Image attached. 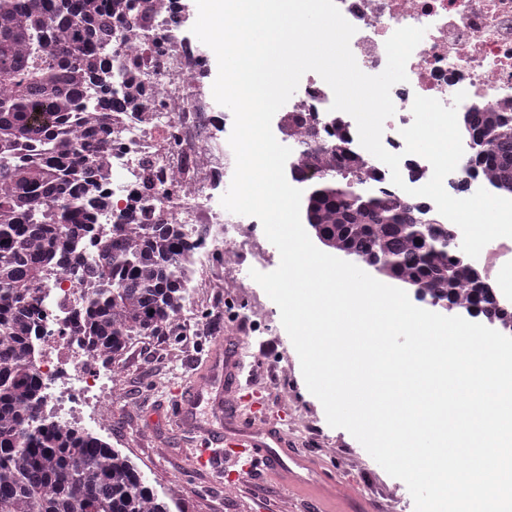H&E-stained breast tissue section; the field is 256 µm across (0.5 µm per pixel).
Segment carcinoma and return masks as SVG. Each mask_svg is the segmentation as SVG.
Wrapping results in <instances>:
<instances>
[{
    "label": "carcinoma",
    "mask_w": 512,
    "mask_h": 512,
    "mask_svg": "<svg viewBox=\"0 0 512 512\" xmlns=\"http://www.w3.org/2000/svg\"><path fill=\"white\" fill-rule=\"evenodd\" d=\"M110 0H0V512H171L130 459L83 429L38 422L40 382L29 358L36 328L33 285L45 268L71 269L97 284L77 321L96 354L114 361L135 336L161 333L184 300L176 257L191 249L167 224L115 225L86 262L88 210L98 206L85 152L102 153L112 94ZM94 88L103 110L79 134L71 114ZM475 166L512 188V113H469ZM350 156L316 154L305 217L321 242L366 256L421 300L454 301L472 273L453 245L415 243L432 233L423 207L372 189L348 195ZM472 303L512 320L490 289L473 283Z\"/></svg>",
    "instance_id": "1"
}]
</instances>
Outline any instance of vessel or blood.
Returning a JSON list of instances; mask_svg holds the SVG:
<instances>
[{
    "label": "vessel or blood",
    "instance_id": "1",
    "mask_svg": "<svg viewBox=\"0 0 512 512\" xmlns=\"http://www.w3.org/2000/svg\"><path fill=\"white\" fill-rule=\"evenodd\" d=\"M242 365L223 348H214L200 365L191 387L173 392L171 408L181 427L197 437L193 450L196 468L207 469L219 461L236 465L238 476H261L285 484H298L303 473H315L317 467L289 448L287 433L265 422L266 409L257 393L237 397L242 384ZM216 408H241L236 426L227 431L206 424L202 403Z\"/></svg>",
    "mask_w": 512,
    "mask_h": 512
}]
</instances>
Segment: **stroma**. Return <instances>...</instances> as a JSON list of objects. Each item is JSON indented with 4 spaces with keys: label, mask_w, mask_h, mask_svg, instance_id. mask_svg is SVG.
Listing matches in <instances>:
<instances>
[{
    "label": "stroma",
    "mask_w": 512,
    "mask_h": 512,
    "mask_svg": "<svg viewBox=\"0 0 512 512\" xmlns=\"http://www.w3.org/2000/svg\"><path fill=\"white\" fill-rule=\"evenodd\" d=\"M185 306L203 339L232 335L247 371L260 374L257 387L271 410L284 418L295 452L334 476L345 492L340 512H415L405 483L391 477L346 430L330 427L321 402L304 382L299 357L281 323L278 306L259 285L231 290L196 280ZM277 346H268V339ZM174 336L132 339L112 365V425L101 438L129 456L156 491L173 497L172 512H320L311 495L289 491L275 481L251 480L248 492H229L220 470L196 469L192 439L170 418L168 389L188 384L203 354L174 351ZM169 348L167 358L152 352Z\"/></svg>",
    "instance_id": "stroma-1"
}]
</instances>
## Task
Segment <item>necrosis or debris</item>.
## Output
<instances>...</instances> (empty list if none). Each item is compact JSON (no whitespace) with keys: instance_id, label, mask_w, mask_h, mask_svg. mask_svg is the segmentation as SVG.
I'll return each instance as SVG.
<instances>
[{"instance_id":"4bbe7bcc","label":"necrosis or debris","mask_w":512,"mask_h":512,"mask_svg":"<svg viewBox=\"0 0 512 512\" xmlns=\"http://www.w3.org/2000/svg\"><path fill=\"white\" fill-rule=\"evenodd\" d=\"M356 28L350 41L360 69L381 73L385 42L401 27L426 33L406 64L407 82L391 89L395 113L383 126L382 144L401 154L400 172L413 188L432 175L423 157L405 154L401 129L413 122L415 96L456 106L458 115L479 107L512 112V0H336ZM181 0H114L112 87L125 109L107 120L109 148L101 154L105 178L98 186L105 207L92 213L93 234L111 237L128 215L145 212L172 224L191 244L178 266L186 280L207 268L213 252L224 269L236 271L258 248L256 219L227 211L220 203L231 182L235 158L228 143L232 113L212 124L213 99L205 58L181 38ZM466 92L455 102L457 92ZM333 92L320 76L300 87L292 107L306 113L307 127L289 138L290 159L307 167L320 148L345 140L368 174L392 188L389 168L359 143L355 120L332 110ZM485 285L512 293V238L487 244L475 260ZM87 286L68 270L48 268L38 285L39 334L34 369L41 382L42 416L87 430L111 425L112 370L95 359L73 319L84 307Z\"/></svg>"}]
</instances>
